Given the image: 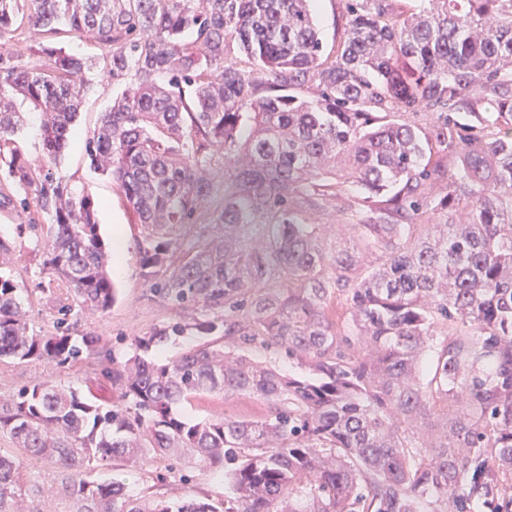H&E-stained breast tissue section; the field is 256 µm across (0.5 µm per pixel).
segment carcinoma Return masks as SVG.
Listing matches in <instances>:
<instances>
[{"instance_id":"obj_1","label":"carcinoma","mask_w":512,"mask_h":512,"mask_svg":"<svg viewBox=\"0 0 512 512\" xmlns=\"http://www.w3.org/2000/svg\"><path fill=\"white\" fill-rule=\"evenodd\" d=\"M402 2L345 0L346 37L326 55L312 0H0V210L31 225V208L52 214L44 267L72 300L37 331L0 275V358L64 368L110 355L68 323L116 301L97 202L53 171L89 74L132 80L87 134L89 166L142 227L143 277L203 312L104 367L106 409L50 380L0 397V435L22 452L0 453V512L44 499L25 458L56 465L65 512H512V0ZM24 24L41 36L37 65L6 50ZM73 36L101 54L57 47ZM19 100L42 116L37 164L17 146ZM421 106L426 128L391 119ZM214 147L224 238L174 266ZM350 187L363 191L357 221L328 250L304 203ZM431 207L466 217L420 223ZM187 329L201 342L154 357ZM258 348L310 375L253 359ZM216 395L262 412H179ZM438 405L449 418L420 446ZM173 456L223 471L231 493L218 505L130 493L127 473Z\"/></svg>"}]
</instances>
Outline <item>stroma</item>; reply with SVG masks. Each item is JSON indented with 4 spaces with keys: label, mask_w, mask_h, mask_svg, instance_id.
<instances>
[{
    "label": "stroma",
    "mask_w": 512,
    "mask_h": 512,
    "mask_svg": "<svg viewBox=\"0 0 512 512\" xmlns=\"http://www.w3.org/2000/svg\"><path fill=\"white\" fill-rule=\"evenodd\" d=\"M314 11L320 29L323 46L332 49L341 42L347 31L344 0H314ZM128 82L115 83L99 77H91L84 97L83 108L73 128L58 171L65 176L75 191L91 194L98 203L100 233L107 245L123 241L124 255L121 269L113 271L112 278L117 288V299L104 314L77 312L69 323L75 334L92 333L101 336L115 360H123L131 341L138 336L151 335L155 330L176 323H185L200 317L201 311L192 305L179 306L163 297L142 276L141 252L138 246L142 238L141 227L125 206L115 184L110 178L94 173L85 156V135L96 124L101 112L107 110L113 98L128 89ZM213 157L207 168L212 191L202 203L193 223L183 225L177 233L172 261L180 263L197 241L209 240L221 230L213 218L224 206V152L213 149ZM353 198L334 200L314 197L305 215L312 224L323 227L324 244L336 240L338 225L354 221ZM39 230L17 231L18 217L0 211V235L13 247L11 273L15 280L23 282L21 297L34 329L47 330L53 325L56 309L64 301L66 291L60 286H48L42 263L47 241L44 225L53 221L51 215L38 214ZM103 359H88L69 368H59L44 362H19L9 358L0 359V397L15 394L23 386L43 378L92 391L100 402H107L112 389L99 372ZM171 462L158 463L156 469H143L131 474L129 481L134 494L162 495L168 498L182 497L187 490L221 503L229 488L223 476L205 471H195L191 485L180 482L178 474L172 473ZM167 475L165 483H157L154 470Z\"/></svg>",
    "instance_id": "35a3bbf8"
}]
</instances>
